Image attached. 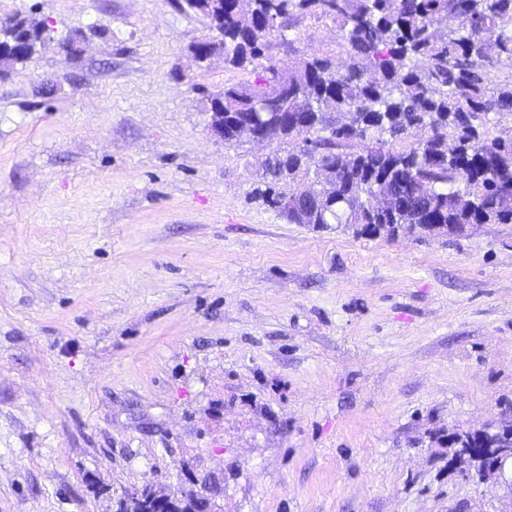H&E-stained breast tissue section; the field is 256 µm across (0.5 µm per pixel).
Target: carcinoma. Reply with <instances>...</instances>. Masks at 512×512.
Listing matches in <instances>:
<instances>
[{
    "mask_svg": "<svg viewBox=\"0 0 512 512\" xmlns=\"http://www.w3.org/2000/svg\"><path fill=\"white\" fill-rule=\"evenodd\" d=\"M180 10L224 14V28L204 39L224 63L262 70L253 83L226 85L206 98L208 112H237L290 157L288 170L263 163L261 198L313 196L322 176L328 197L290 224H362L420 229L445 224H512V136L486 139L493 114L512 116V76L492 82L512 61V0H181ZM329 18L341 32L342 69L327 55L277 59L285 32L305 14ZM45 27L27 17L0 22V42L21 48L1 64L38 54ZM350 115L330 122L328 107ZM423 139L397 150L392 145ZM302 145L288 148L297 138ZM487 432L454 436L468 455L488 452Z\"/></svg>",
    "mask_w": 512,
    "mask_h": 512,
    "instance_id": "carcinoma-1",
    "label": "carcinoma"
}]
</instances>
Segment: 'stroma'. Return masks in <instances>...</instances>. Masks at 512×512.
Wrapping results in <instances>:
<instances>
[{
    "label": "stroma",
    "instance_id": "stroma-1",
    "mask_svg": "<svg viewBox=\"0 0 512 512\" xmlns=\"http://www.w3.org/2000/svg\"><path fill=\"white\" fill-rule=\"evenodd\" d=\"M51 37L0 71V512H512L451 433L512 422V224H291L267 143L209 132L255 76L172 0H0ZM277 58L346 54L313 16ZM67 39L62 51L59 39ZM126 496L130 512H167L172 506L170 493L151 486L130 490Z\"/></svg>",
    "mask_w": 512,
    "mask_h": 512
}]
</instances>
